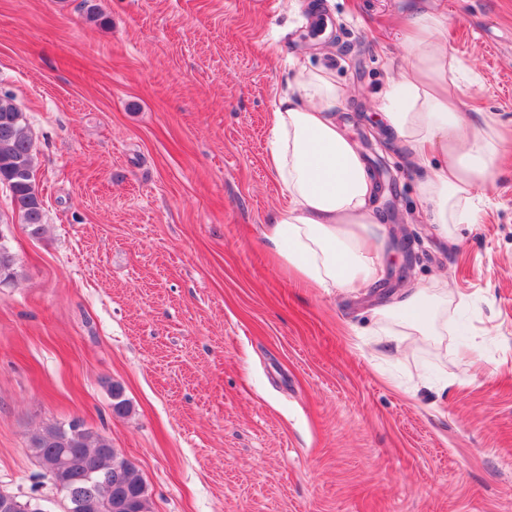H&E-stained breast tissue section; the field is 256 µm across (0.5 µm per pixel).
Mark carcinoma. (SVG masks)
<instances>
[{
  "label": "carcinoma",
  "instance_id": "obj_1",
  "mask_svg": "<svg viewBox=\"0 0 512 512\" xmlns=\"http://www.w3.org/2000/svg\"><path fill=\"white\" fill-rule=\"evenodd\" d=\"M0 185L10 193L11 204L18 210L31 234L43 230L44 207L34 185L32 139L24 112L7 96L0 97ZM16 258L0 235V283L15 275ZM112 412L123 415L129 409L123 388L111 386ZM109 440L92 432L79 420L66 424H46L30 439V448L45 474L66 489L65 500L86 505L84 512H116L118 498L134 499L132 512H150L149 494L135 466L121 455L109 457L102 449ZM98 467V477L90 479L85 466Z\"/></svg>",
  "mask_w": 512,
  "mask_h": 512
}]
</instances>
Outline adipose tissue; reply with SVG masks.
Instances as JSON below:
<instances>
[{
    "label": "adipose tissue",
    "instance_id": "adipose-tissue-1",
    "mask_svg": "<svg viewBox=\"0 0 512 512\" xmlns=\"http://www.w3.org/2000/svg\"><path fill=\"white\" fill-rule=\"evenodd\" d=\"M444 12L418 8L406 19L407 64L381 95L388 129L418 156H439L419 183L422 214L445 236L480 220V204L498 176L501 123L473 118L459 95L462 67L444 35ZM341 90L329 69H300L274 107L266 166L288 200L263 228L268 253L305 288L366 290L386 277L391 250L374 200L380 184L336 120ZM448 293L416 288L378 311L389 344L441 336Z\"/></svg>",
    "mask_w": 512,
    "mask_h": 512
}]
</instances>
